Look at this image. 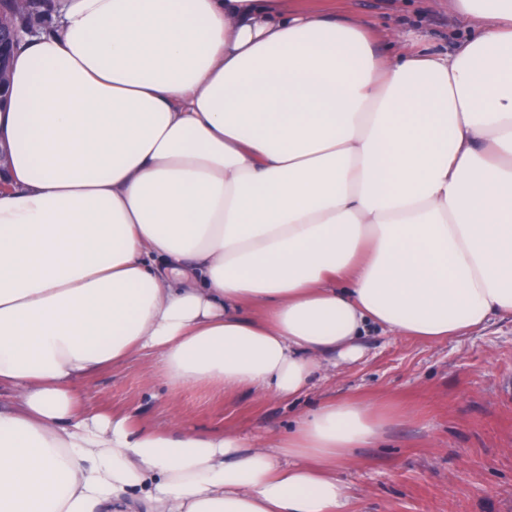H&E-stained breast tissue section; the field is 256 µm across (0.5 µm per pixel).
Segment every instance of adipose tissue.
Here are the masks:
<instances>
[{
    "instance_id": "obj_1",
    "label": "adipose tissue",
    "mask_w": 512,
    "mask_h": 512,
    "mask_svg": "<svg viewBox=\"0 0 512 512\" xmlns=\"http://www.w3.org/2000/svg\"><path fill=\"white\" fill-rule=\"evenodd\" d=\"M458 3L448 56L285 0H54L0 109V512H347L373 406L270 451L76 387L152 354L286 400L369 327L512 317V0Z\"/></svg>"
}]
</instances>
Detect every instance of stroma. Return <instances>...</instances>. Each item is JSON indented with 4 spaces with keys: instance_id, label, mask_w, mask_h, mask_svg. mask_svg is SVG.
<instances>
[{
    "instance_id": "35a3bbf8",
    "label": "stroma",
    "mask_w": 512,
    "mask_h": 512,
    "mask_svg": "<svg viewBox=\"0 0 512 512\" xmlns=\"http://www.w3.org/2000/svg\"><path fill=\"white\" fill-rule=\"evenodd\" d=\"M413 51L450 54L470 30L452 0H343ZM360 358L323 371L306 392L279 400L214 384L172 389L153 360L135 358L77 387L82 408L130 416L145 429L231 431L266 446L296 418L335 399L362 401L391 419L338 476L350 512H512V318L443 341L362 338Z\"/></svg>"
}]
</instances>
